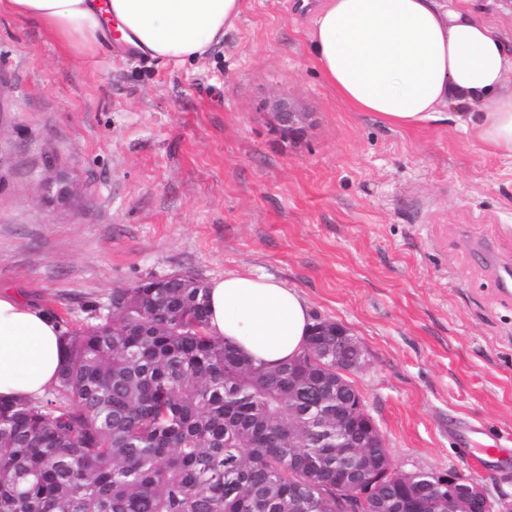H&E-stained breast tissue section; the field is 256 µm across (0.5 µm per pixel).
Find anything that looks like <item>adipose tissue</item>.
Instances as JSON below:
<instances>
[{
    "label": "adipose tissue",
    "instance_id": "adipose-tissue-1",
    "mask_svg": "<svg viewBox=\"0 0 512 512\" xmlns=\"http://www.w3.org/2000/svg\"><path fill=\"white\" fill-rule=\"evenodd\" d=\"M470 0H324L307 33L326 83L355 112L390 126L455 121L512 158V49ZM0 12L43 27L76 55L112 48L176 66L234 30L243 0H0ZM208 328L253 364L295 358L315 318L298 290L266 275L228 272L208 284ZM62 328L0 293V398L44 395L64 362Z\"/></svg>",
    "mask_w": 512,
    "mask_h": 512
}]
</instances>
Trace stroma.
I'll return each mask as SVG.
<instances>
[{
  "label": "stroma",
  "instance_id": "35a3bbf8",
  "mask_svg": "<svg viewBox=\"0 0 512 512\" xmlns=\"http://www.w3.org/2000/svg\"><path fill=\"white\" fill-rule=\"evenodd\" d=\"M322 2L246 0L182 67L119 44L77 56L1 16L0 291L76 331L151 277L272 276L358 339L348 378L398 470L512 496V159L452 122L351 111L308 54ZM281 93L312 114L300 143L257 110ZM470 427L495 464H476Z\"/></svg>",
  "mask_w": 512,
  "mask_h": 512
}]
</instances>
